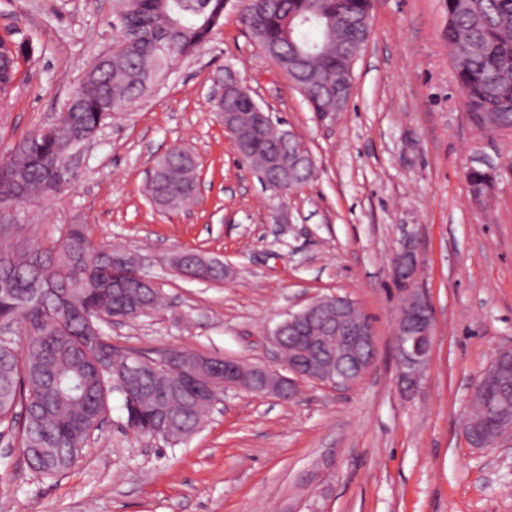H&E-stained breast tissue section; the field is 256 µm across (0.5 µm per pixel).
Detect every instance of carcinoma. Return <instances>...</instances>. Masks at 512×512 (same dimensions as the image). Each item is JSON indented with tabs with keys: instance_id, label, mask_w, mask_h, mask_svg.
Instances as JSON below:
<instances>
[{
	"instance_id": "obj_1",
	"label": "carcinoma",
	"mask_w": 512,
	"mask_h": 512,
	"mask_svg": "<svg viewBox=\"0 0 512 512\" xmlns=\"http://www.w3.org/2000/svg\"><path fill=\"white\" fill-rule=\"evenodd\" d=\"M243 18L261 50L277 58L300 59L308 80L298 90L317 118L343 111L352 95L345 74L365 48L375 0H240ZM228 0H124L114 25L112 58L95 60L69 96L79 111L63 103L53 123L27 137L0 163V208L60 193L70 180L66 160L100 130L109 113L131 105L153 88L180 58L206 43L224 17ZM445 38L451 66L470 122L493 134L512 130V0H445ZM293 33H288V22ZM33 54L27 41L0 39V99L11 95L19 65ZM216 109L253 118L250 99L224 97ZM277 154L282 161L306 156L296 139L282 146L273 137L257 140L254 165ZM149 198L161 209L193 201L197 167L180 150L169 151L156 165ZM490 167L466 171L470 192L496 180ZM118 250L97 247L88 225L69 224L53 239L12 241L0 236V427L16 443L27 465L47 478L70 468L99 430L113 393L112 344L94 349L86 317L96 325L112 316L138 318L123 311L112 294V281L141 293L131 269L117 268ZM35 332L24 338L7 330L18 320ZM147 358L151 368L122 396L124 427L151 437L162 425L161 409L178 416L184 434L197 431L208 405L194 401L193 382L173 373L169 356ZM496 401H472L469 420L493 418Z\"/></svg>"
}]
</instances>
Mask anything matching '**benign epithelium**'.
I'll list each match as a JSON object with an SVG mask.
<instances>
[{"label": "benign epithelium", "instance_id": "benign-epithelium-1", "mask_svg": "<svg viewBox=\"0 0 512 512\" xmlns=\"http://www.w3.org/2000/svg\"><path fill=\"white\" fill-rule=\"evenodd\" d=\"M249 93L237 74L224 70V79L215 97L225 92ZM272 130L283 139L288 131L274 123L271 113L257 111L251 125L241 123L233 112L224 113V132L233 142L237 153H243L260 133ZM173 268L181 275L200 279L206 273V261L187 253L172 259ZM420 266L419 255L411 242L406 241L392 261V274L401 288L404 299L395 334V351L400 381L408 388L418 386L429 363L433 348L434 312L426 295L415 288ZM352 301L340 295L317 298L296 312L287 314L271 332L270 342L281 352L284 338L299 346L296 356L282 360V371L256 366L246 373L237 359H221L201 354L191 361L196 378L201 382L198 398L204 399L222 388L224 392L244 390L262 396L288 400L295 394V382L306 379L328 384L336 389L354 385L368 370L376 349L373 327L351 313ZM145 363L135 355L122 361L118 381L137 377ZM512 369V351L499 350L488 368L476 381L471 397H485L490 380L503 386L508 383Z\"/></svg>", "mask_w": 512, "mask_h": 512}]
</instances>
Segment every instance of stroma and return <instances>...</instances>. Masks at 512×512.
I'll list each match as a JSON object with an SVG mask.
<instances>
[{"instance_id":"obj_1","label":"stroma","mask_w":512,"mask_h":512,"mask_svg":"<svg viewBox=\"0 0 512 512\" xmlns=\"http://www.w3.org/2000/svg\"><path fill=\"white\" fill-rule=\"evenodd\" d=\"M116 4L0 0V37L34 48L0 100V160L52 122L86 64L111 47ZM447 23L444 0H376L352 98L321 121L229 0L206 44L73 153L64 192L16 205L18 238L86 224L95 244L140 258L164 302L105 325L116 347L277 370L275 325L338 294L371 318L376 353L344 391L301 380L285 401L229 392L172 448L126 433L113 395L93 443L54 479L1 436L0 512H512V453L471 447L463 432L472 386L498 350L512 349V134L485 137L469 122ZM228 67L314 160L312 178L287 195L266 189L224 132L211 97ZM176 146L197 159L200 200L161 212L143 189ZM478 157L497 171L481 206L465 179ZM407 240L435 315L431 358L412 392L398 379L402 293L391 272ZM185 250L222 260L223 281L173 270L171 257Z\"/></svg>"}]
</instances>
